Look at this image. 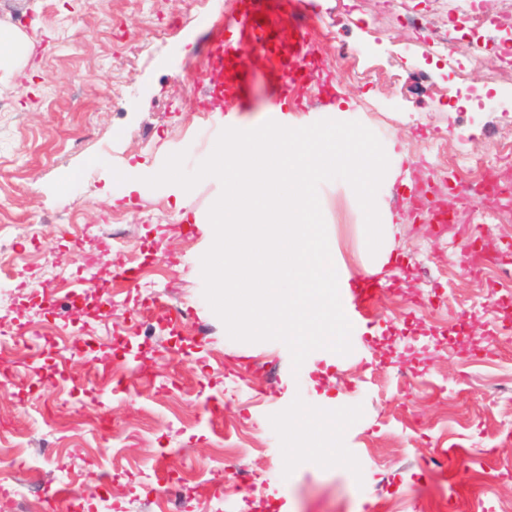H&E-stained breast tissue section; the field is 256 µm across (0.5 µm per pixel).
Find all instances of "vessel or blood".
<instances>
[{"mask_svg":"<svg viewBox=\"0 0 512 512\" xmlns=\"http://www.w3.org/2000/svg\"><path fill=\"white\" fill-rule=\"evenodd\" d=\"M238 17L227 26V36L208 49V66L196 72L193 81L203 93L198 107L203 112H220L224 124L238 127L239 115L251 111L255 77H263L268 98V117L287 124L292 112H332L340 90V79L324 67V53L317 36L298 21L299 0H237ZM224 74L213 82V71ZM435 185L415 187L414 194L429 222L448 223L447 210L429 200ZM449 193L461 206H470L474 197L491 198L504 193L503 185L482 183L472 190L451 183ZM462 261L468 273L480 272L486 259L476 250L472 233H465ZM386 283L372 275L350 276L343 290L345 313L353 326L370 317Z\"/></svg>","mask_w":512,"mask_h":512,"instance_id":"b4317fda","label":"vessel or blood"}]
</instances>
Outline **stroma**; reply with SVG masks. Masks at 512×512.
<instances>
[{"label":"stroma","mask_w":512,"mask_h":512,"mask_svg":"<svg viewBox=\"0 0 512 512\" xmlns=\"http://www.w3.org/2000/svg\"><path fill=\"white\" fill-rule=\"evenodd\" d=\"M342 80L332 117L374 132L390 166H417L382 182L379 212L397 214L389 244L399 265L342 356L311 352L293 369L281 342L225 335L203 296L201 256L214 233L208 211L221 192L201 181L129 192L114 171L150 176L183 151L194 169L220 126L208 112L178 111L193 95L189 75L229 0H0V21L34 43L17 84L0 85V323L19 326L10 381L0 385V450L13 453L18 503L0 512H512V359L489 356L512 327V280L492 266L459 262L468 227L483 247L512 245V198L455 208L446 231L415 215L413 185L446 175L460 153L500 169L512 157V68L497 41L474 56L461 31L456 70L422 57L421 13L431 28L457 23L451 0H313ZM106 155V165L91 164ZM86 177L55 197L50 185L77 167ZM329 242L348 270L371 264L363 211L345 181L320 184ZM118 245L137 282L97 283L100 250ZM181 383L168 382L166 351ZM146 380H121L140 361ZM111 373H102L100 361ZM222 408L210 424L205 403ZM341 405L338 460L294 449L288 412L307 419ZM462 448L464 469H440L429 453ZM505 479L476 490L481 449ZM186 469L178 504L167 503L169 464ZM246 468L247 485L235 472Z\"/></svg>","instance_id":"obj_1"}]
</instances>
